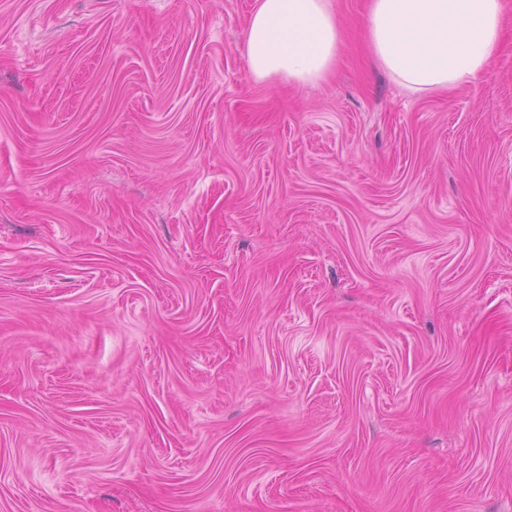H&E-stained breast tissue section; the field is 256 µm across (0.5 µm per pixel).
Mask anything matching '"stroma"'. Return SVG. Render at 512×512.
Listing matches in <instances>:
<instances>
[{
    "mask_svg": "<svg viewBox=\"0 0 512 512\" xmlns=\"http://www.w3.org/2000/svg\"><path fill=\"white\" fill-rule=\"evenodd\" d=\"M254 0H0V512H512V23L413 95ZM339 50L332 0H255L245 32L254 80L319 84L336 65Z\"/></svg>",
    "mask_w": 512,
    "mask_h": 512,
    "instance_id": "1",
    "label": "stroma"
}]
</instances>
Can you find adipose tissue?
<instances>
[{
	"label": "adipose tissue",
	"instance_id": "adipose-tissue-1",
	"mask_svg": "<svg viewBox=\"0 0 512 512\" xmlns=\"http://www.w3.org/2000/svg\"><path fill=\"white\" fill-rule=\"evenodd\" d=\"M504 0H370L368 47L411 94L475 79L499 50ZM339 26L332 0H255L245 32L257 81L316 85L336 64Z\"/></svg>",
	"mask_w": 512,
	"mask_h": 512
}]
</instances>
